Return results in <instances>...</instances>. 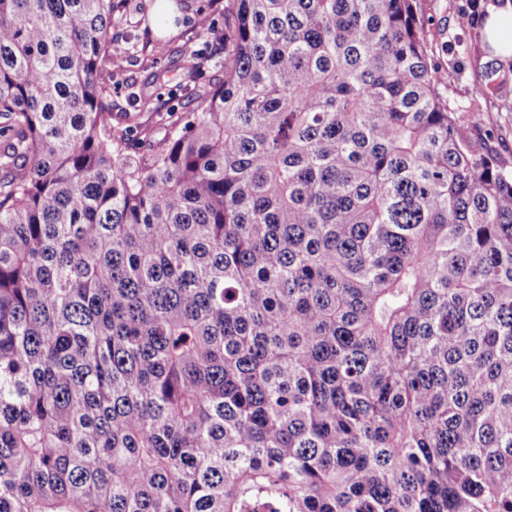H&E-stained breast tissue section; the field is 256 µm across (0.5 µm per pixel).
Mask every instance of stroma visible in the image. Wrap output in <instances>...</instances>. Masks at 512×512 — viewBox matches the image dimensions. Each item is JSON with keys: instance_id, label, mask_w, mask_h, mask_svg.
I'll return each mask as SVG.
<instances>
[{"instance_id": "1", "label": "stroma", "mask_w": 512, "mask_h": 512, "mask_svg": "<svg viewBox=\"0 0 512 512\" xmlns=\"http://www.w3.org/2000/svg\"><path fill=\"white\" fill-rule=\"evenodd\" d=\"M227 0H176L175 26L156 21V0H124L112 18L115 64L99 76L102 99L112 114V128L128 138L131 156H141L164 142L171 129L169 113L184 116L224 81V8ZM468 0H421L429 45L447 43L438 57L448 70V95L462 116L461 129L471 139H487L500 162L512 170V67L488 59L478 47L483 21L472 17ZM210 16V32L193 24ZM198 54L199 69L186 67ZM137 115L130 124L128 115Z\"/></svg>"}]
</instances>
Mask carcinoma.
Masks as SVG:
<instances>
[{
	"label": "carcinoma",
	"mask_w": 512,
	"mask_h": 512,
	"mask_svg": "<svg viewBox=\"0 0 512 512\" xmlns=\"http://www.w3.org/2000/svg\"><path fill=\"white\" fill-rule=\"evenodd\" d=\"M121 0H0V512H512V170L420 0H228L137 161Z\"/></svg>",
	"instance_id": "cac0c4a2"
}]
</instances>
